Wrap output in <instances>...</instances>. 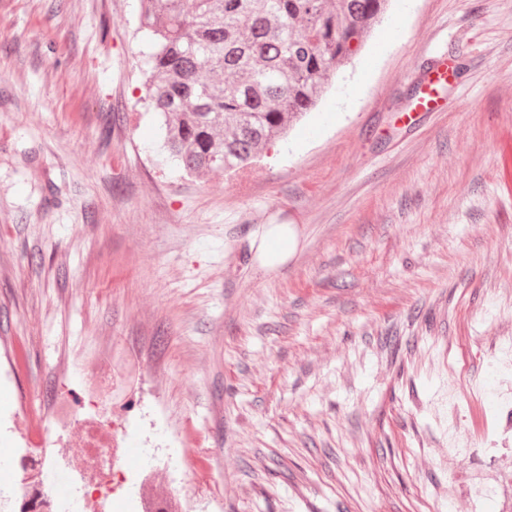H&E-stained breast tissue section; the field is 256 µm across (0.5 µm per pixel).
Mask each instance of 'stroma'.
Masks as SVG:
<instances>
[{"label":"stroma","instance_id":"obj_1","mask_svg":"<svg viewBox=\"0 0 512 512\" xmlns=\"http://www.w3.org/2000/svg\"><path fill=\"white\" fill-rule=\"evenodd\" d=\"M138 14L0 0V493L108 357L118 457L163 449L160 493L192 455L196 512H512V0H390L285 138L199 176L157 151ZM448 62L437 63L434 68L426 75L420 95L417 98L414 108L407 117L413 120L412 112H431L437 108L439 100V89L447 83ZM295 249V237L288 225L270 224L260 238L257 257L263 268L275 270L288 263Z\"/></svg>","mask_w":512,"mask_h":512}]
</instances>
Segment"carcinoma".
Masks as SVG:
<instances>
[{"label":"carcinoma","mask_w":512,"mask_h":512,"mask_svg":"<svg viewBox=\"0 0 512 512\" xmlns=\"http://www.w3.org/2000/svg\"><path fill=\"white\" fill-rule=\"evenodd\" d=\"M387 0H141L147 106L189 175L247 165L362 48Z\"/></svg>","instance_id":"carcinoma-1"}]
</instances>
